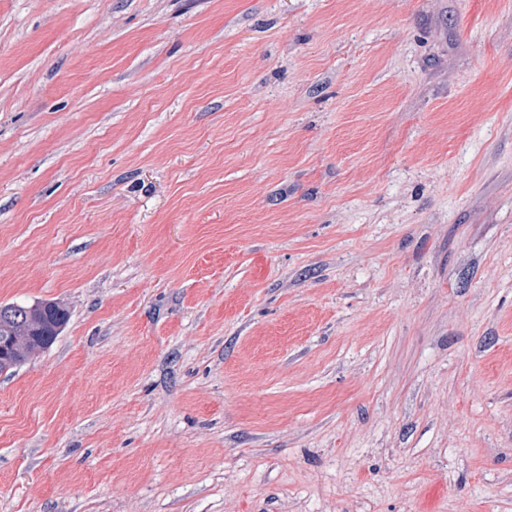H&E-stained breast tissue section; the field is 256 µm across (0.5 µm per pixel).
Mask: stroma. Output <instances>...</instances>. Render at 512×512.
I'll return each instance as SVG.
<instances>
[{"mask_svg": "<svg viewBox=\"0 0 512 512\" xmlns=\"http://www.w3.org/2000/svg\"><path fill=\"white\" fill-rule=\"evenodd\" d=\"M0 512H512V0H0ZM59 302L0 304V372L18 368L46 350L67 322Z\"/></svg>", "mask_w": 512, "mask_h": 512, "instance_id": "1", "label": "stroma"}]
</instances>
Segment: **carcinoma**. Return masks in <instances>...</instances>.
Returning a JSON list of instances; mask_svg holds the SVG:
<instances>
[{
	"label": "carcinoma",
	"instance_id": "cac0c4a2",
	"mask_svg": "<svg viewBox=\"0 0 512 512\" xmlns=\"http://www.w3.org/2000/svg\"><path fill=\"white\" fill-rule=\"evenodd\" d=\"M67 317V309L54 301L0 304V372L17 368L46 350Z\"/></svg>",
	"mask_w": 512,
	"mask_h": 512
}]
</instances>
